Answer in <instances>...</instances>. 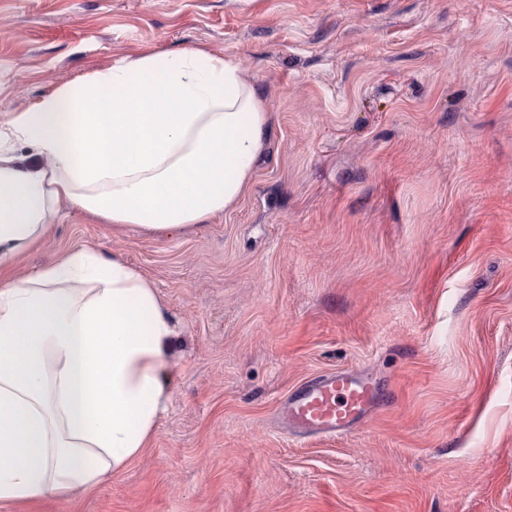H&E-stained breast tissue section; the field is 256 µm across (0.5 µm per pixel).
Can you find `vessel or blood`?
Listing matches in <instances>:
<instances>
[{"label": "vessel or blood", "instance_id": "1", "mask_svg": "<svg viewBox=\"0 0 512 512\" xmlns=\"http://www.w3.org/2000/svg\"><path fill=\"white\" fill-rule=\"evenodd\" d=\"M379 403L369 378L347 371L315 377L279 406L278 419L296 436L336 437L347 433Z\"/></svg>", "mask_w": 512, "mask_h": 512}]
</instances>
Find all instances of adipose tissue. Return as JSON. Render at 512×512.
Returning <instances> with one entry per match:
<instances>
[{"mask_svg":"<svg viewBox=\"0 0 512 512\" xmlns=\"http://www.w3.org/2000/svg\"><path fill=\"white\" fill-rule=\"evenodd\" d=\"M271 114L202 48L126 57L0 114V502L66 499L148 448L171 394V319L120 256L75 247L10 273L63 210L141 233L235 207Z\"/></svg>","mask_w":512,"mask_h":512,"instance_id":"ef3b65f1","label":"adipose tissue"}]
</instances>
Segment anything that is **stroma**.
<instances>
[{
  "label": "stroma",
  "mask_w": 512,
  "mask_h": 512,
  "mask_svg": "<svg viewBox=\"0 0 512 512\" xmlns=\"http://www.w3.org/2000/svg\"><path fill=\"white\" fill-rule=\"evenodd\" d=\"M238 61L271 112L212 223L78 211L13 272L120 255L173 319L149 448L0 512H512V0H0V113L140 52ZM352 370L380 407L288 435L280 401Z\"/></svg>",
  "instance_id": "1"
}]
</instances>
